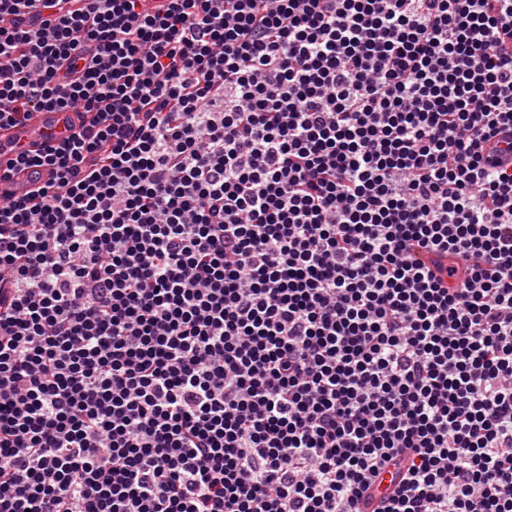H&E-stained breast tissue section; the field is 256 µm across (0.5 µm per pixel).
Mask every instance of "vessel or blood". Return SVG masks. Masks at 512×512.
<instances>
[{"mask_svg":"<svg viewBox=\"0 0 512 512\" xmlns=\"http://www.w3.org/2000/svg\"><path fill=\"white\" fill-rule=\"evenodd\" d=\"M82 123V115L73 111L32 112L22 123L0 129V164H7L22 151L31 154L45 151L78 132ZM52 179L53 173L47 168L34 177L26 171L11 170L6 178L0 179V198L24 196L35 186L47 184Z\"/></svg>","mask_w":512,"mask_h":512,"instance_id":"obj_1","label":"vessel or blood"}]
</instances>
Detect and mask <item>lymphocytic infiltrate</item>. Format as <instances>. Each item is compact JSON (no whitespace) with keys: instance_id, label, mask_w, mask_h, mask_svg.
<instances>
[{"instance_id":"1","label":"lymphocytic infiltrate","mask_w":512,"mask_h":512,"mask_svg":"<svg viewBox=\"0 0 512 512\" xmlns=\"http://www.w3.org/2000/svg\"><path fill=\"white\" fill-rule=\"evenodd\" d=\"M0 0V512H512V0ZM91 116L82 117L80 112H56L38 110L31 112L22 123L0 129V164L2 172L7 162L20 151L34 154L43 152L63 138L78 132L82 123L88 124ZM39 173L36 178H32L29 171L7 170L8 177L0 180V198L24 196L35 186L45 185L53 180L54 175L50 169H41Z\"/></svg>"}]
</instances>
